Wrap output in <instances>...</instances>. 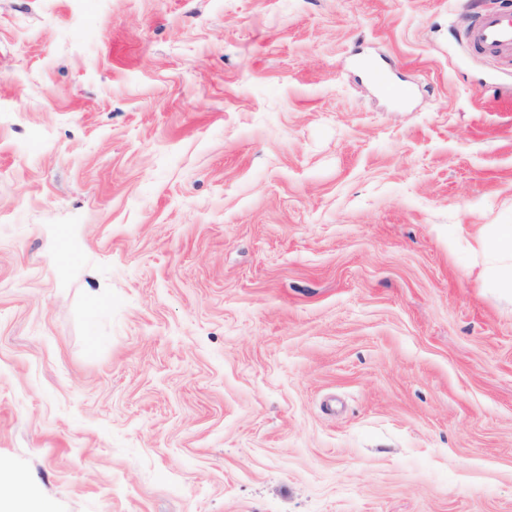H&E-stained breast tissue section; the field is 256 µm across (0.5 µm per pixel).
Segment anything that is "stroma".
<instances>
[{
  "instance_id": "stroma-1",
  "label": "stroma",
  "mask_w": 512,
  "mask_h": 512,
  "mask_svg": "<svg viewBox=\"0 0 512 512\" xmlns=\"http://www.w3.org/2000/svg\"><path fill=\"white\" fill-rule=\"evenodd\" d=\"M492 2L0 0V475L47 512H512ZM479 246L490 259L486 274L498 288L512 290V224H492L481 229Z\"/></svg>"
}]
</instances>
